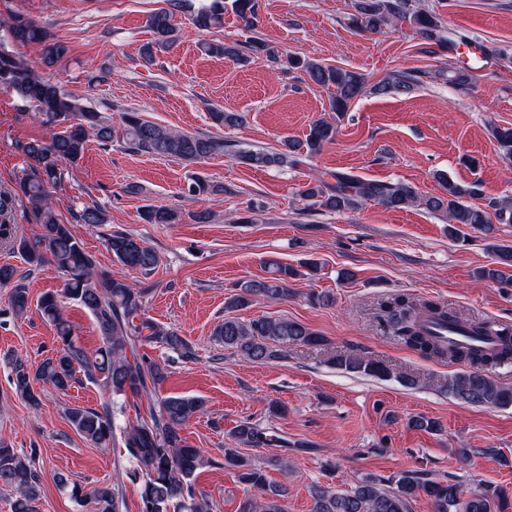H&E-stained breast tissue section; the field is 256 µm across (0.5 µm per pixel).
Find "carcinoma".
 I'll list each match as a JSON object with an SVG mask.
<instances>
[{"label":"carcinoma","mask_w":512,"mask_h":512,"mask_svg":"<svg viewBox=\"0 0 512 512\" xmlns=\"http://www.w3.org/2000/svg\"><path fill=\"white\" fill-rule=\"evenodd\" d=\"M234 13L244 27L254 26L256 0H232ZM182 8L181 0H171L170 7L148 16L147 26L153 40L143 49L142 58L150 63L157 50L169 46L175 34L174 16ZM354 13L348 25L362 33H378L403 20L419 33L424 44L440 50L448 48V27L435 13L419 8L414 0H355ZM192 23L200 30L218 29L224 24L223 0L199 8ZM6 32V41L0 42V84L11 89L35 110L36 118L50 128L49 137L17 144L18 152L27 161L28 170L15 189L0 191V236L11 234V219L18 202L33 214L39 232L33 239L24 236L12 240V248L30 266L52 262L64 272L63 288L44 293L37 304L41 317L55 329L58 348L55 355L44 360L30 372L22 363L14 364L12 384L15 392L31 406L40 404L34 382L40 381L59 392H65L75 383L76 370L92 380L103 382L112 396L129 393L139 395L158 386L166 379V371L155 363L131 361L128 351L137 341L157 343L189 358L191 348L173 330H170L144 311V290L127 279L115 277L108 270L97 268L95 258L76 236L73 224L100 226L107 223L106 211L98 206H83L72 213L73 222L60 219L53 202V189L60 186L68 168L76 167L83 158L89 136L100 145H112L114 137L121 136L126 149L157 157H174L194 163L213 155H233L253 167L272 168L299 164L300 150L310 157L320 153L326 144L336 138L337 122L351 103L366 92V77L352 70L327 66L316 60H304L288 55L285 60L266 49L264 42L251 39L240 46L221 41L203 45L206 54L213 57H242L241 49L252 54L266 53L273 62L288 68L302 70L308 79L329 90V110L332 120L321 118L310 127L305 140L288 139L280 148L245 149L231 141L210 135H196L167 128L143 117L142 113L127 111L121 115V130L112 126V120L68 94L63 88L45 78L41 70L59 62L68 51L44 26L24 15H14L0 22ZM38 44L41 56L29 60L10 46ZM413 85L409 76H400L385 82L375 91L407 92ZM212 122L219 126L241 125L245 116L240 112L216 110L210 113ZM497 150L502 159L512 161V126L491 128ZM334 182L314 176L300 186V196L311 205L330 212H350L364 203L375 202L387 209L421 206L431 213H442L448 220V235L456 240H467L463 228L476 229L485 236L495 231V224H512V197L477 203L481 196L476 182L460 184L445 175L437 176L441 192L420 195L411 186L401 182L362 179L346 173L332 175ZM224 193V185L197 177L188 185L191 196H209ZM141 218L148 224H177L183 214L168 206L146 205ZM106 246L121 265L144 273L153 271L159 263L158 253L133 236L114 232L107 236ZM495 265L483 268L478 275L503 285H512V246L495 244ZM302 273L287 264H270L269 276L260 280H246L236 285V292L227 297L224 309L235 310L249 306L255 298L286 300L293 295L292 283L303 275L317 273L318 263H303ZM0 287L10 288L9 305L18 316L29 312V291L12 265H0ZM70 299L85 308L93 317L101 343L88 352L78 347L73 339L72 325L63 316L61 299ZM376 317L379 324L397 337L408 348L424 357L444 358L463 363L466 369L448 377L445 384L448 395L465 403L507 408L512 406V387L493 381L488 369L512 359V338H502L501 347L488 351L467 343L444 344L427 333L422 322L436 320L448 325L466 328L472 337L488 335L492 323L480 320H462L457 314L433 301H420L406 294H390L378 302ZM217 341L251 363H262L288 356L290 345H319L323 339L305 325L288 319L258 318L242 322L226 316L214 331ZM330 362L341 370L383 378L392 375L384 363L367 359L353 352H340ZM203 410V403L190 396H173L161 402L159 413L150 420L139 421L125 430L124 442L128 453L142 469L140 512H206L191 479L197 469L209 463L200 450L187 443L182 431L186 422ZM67 417L73 428L88 443L106 448L112 442V407L97 411L71 407ZM236 447L224 449V466L238 470L239 479L258 492L255 500L245 505V512H286L283 504L287 489L268 481L264 468L252 464L240 451L241 446L262 447L270 444L264 431L248 421L233 430ZM58 483L70 489L77 501L86 498L94 504L93 512H121L118 490L102 485L87 493L58 476ZM0 484L16 492L12 512H36L40 500L41 480L31 460L13 448L0 444ZM425 494L433 512H507L509 504L503 490L485 486L465 496L460 485L452 479L420 480L405 473L397 480L386 481L364 478L348 492H336L329 487L315 486L311 490L310 512H411V502L418 493Z\"/></svg>","instance_id":"1"}]
</instances>
